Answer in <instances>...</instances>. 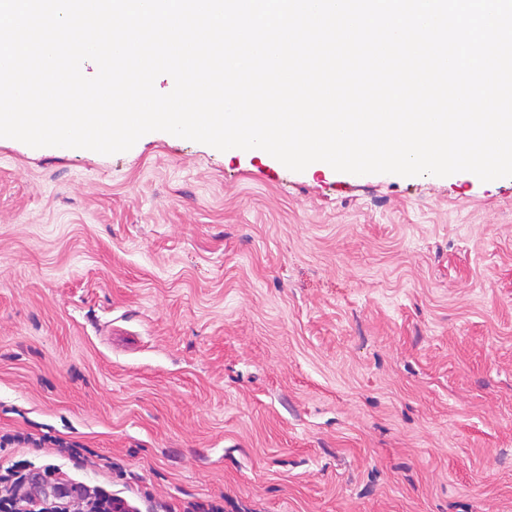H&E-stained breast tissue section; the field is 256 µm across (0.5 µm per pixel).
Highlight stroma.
I'll list each match as a JSON object with an SVG mask.
<instances>
[{
	"label": "stroma",
	"instance_id": "obj_1",
	"mask_svg": "<svg viewBox=\"0 0 512 512\" xmlns=\"http://www.w3.org/2000/svg\"><path fill=\"white\" fill-rule=\"evenodd\" d=\"M18 433L140 512H512V177L0 138Z\"/></svg>",
	"mask_w": 512,
	"mask_h": 512
}]
</instances>
